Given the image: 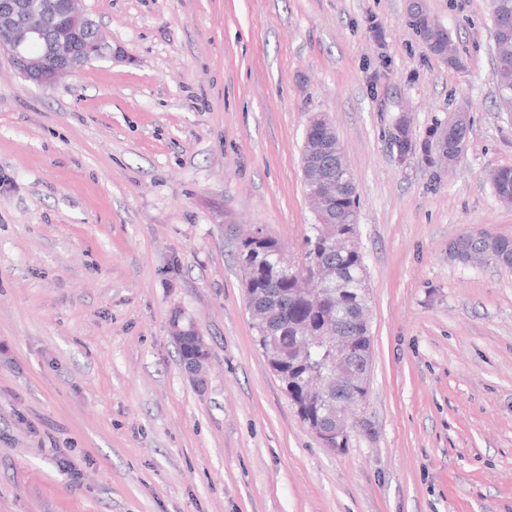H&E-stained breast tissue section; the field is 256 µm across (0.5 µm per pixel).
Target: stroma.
<instances>
[{
  "label": "stroma",
  "instance_id": "1",
  "mask_svg": "<svg viewBox=\"0 0 512 512\" xmlns=\"http://www.w3.org/2000/svg\"><path fill=\"white\" fill-rule=\"evenodd\" d=\"M86 0L124 53L52 87L0 53V512H512V238L488 0ZM466 108L449 169L400 160ZM329 118L359 194L370 289L362 422L332 448L257 347L237 262L254 226L300 258V165ZM195 319L207 383L169 334ZM409 25L434 55L450 65L457 63L456 49L448 30L422 4L412 2L410 5ZM490 183L496 197L512 201V168L503 167L494 170L490 175ZM451 248L449 255L454 260L481 255L484 261L507 269L512 267V239L488 230L465 232L451 243ZM170 335L176 344L180 342L182 336L191 335L196 337V353L194 357L184 362L183 365L190 378L198 385H203L206 381L210 348L201 338L203 334L197 322L186 318L183 313L176 311L172 314L170 320Z\"/></svg>",
  "mask_w": 512,
  "mask_h": 512
}]
</instances>
